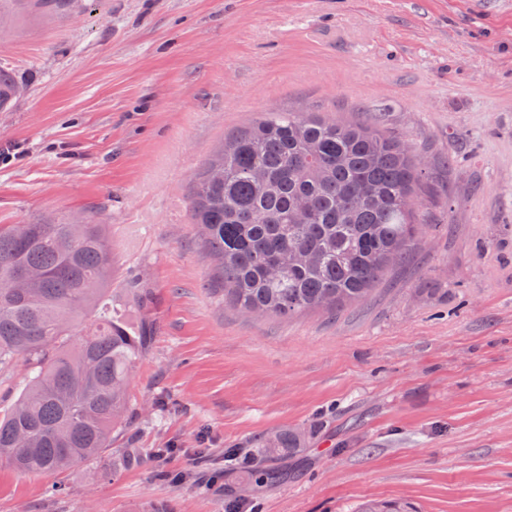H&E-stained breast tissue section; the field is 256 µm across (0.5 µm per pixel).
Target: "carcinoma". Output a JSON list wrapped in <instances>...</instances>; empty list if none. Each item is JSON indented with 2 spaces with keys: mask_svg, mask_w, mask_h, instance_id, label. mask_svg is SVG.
Returning a JSON list of instances; mask_svg holds the SVG:
<instances>
[{
  "mask_svg": "<svg viewBox=\"0 0 512 512\" xmlns=\"http://www.w3.org/2000/svg\"><path fill=\"white\" fill-rule=\"evenodd\" d=\"M20 92L0 69V111ZM421 176L411 148L366 123L267 112L196 176L189 206L224 302L288 317L360 301L407 258ZM22 272L35 276L23 297L9 288ZM147 339L112 295L105 225L1 224L0 372L24 358L30 377L0 410V460L39 474L100 456L134 414L130 375ZM141 456L118 449L113 466Z\"/></svg>",
  "mask_w": 512,
  "mask_h": 512,
  "instance_id": "1",
  "label": "carcinoma"
}]
</instances>
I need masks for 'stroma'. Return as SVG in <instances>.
<instances>
[{"mask_svg":"<svg viewBox=\"0 0 512 512\" xmlns=\"http://www.w3.org/2000/svg\"><path fill=\"white\" fill-rule=\"evenodd\" d=\"M0 67V224L106 225L112 292L153 337L111 452L56 474L0 464V512H512V0H25ZM367 122L424 162L421 239L362 301L225 305L194 175L265 112ZM288 431L294 452L268 453ZM189 473L172 484L159 471ZM21 92L20 84L8 71L0 69V111L9 110Z\"/></svg>","mask_w":512,"mask_h":512,"instance_id":"35a3bbf8","label":"stroma"}]
</instances>
